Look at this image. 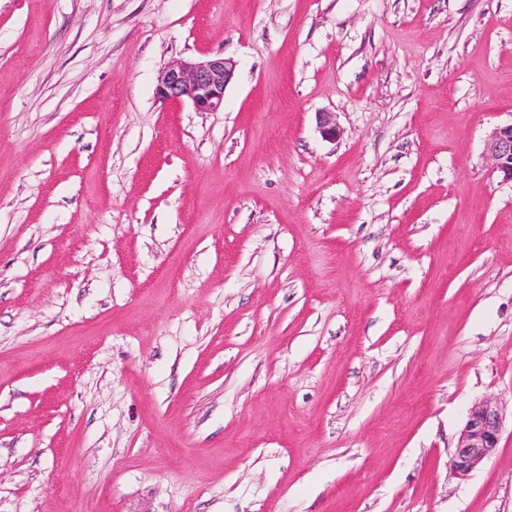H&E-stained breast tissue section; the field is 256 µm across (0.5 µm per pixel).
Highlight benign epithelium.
<instances>
[{
  "instance_id": "1",
  "label": "benign epithelium",
  "mask_w": 512,
  "mask_h": 512,
  "mask_svg": "<svg viewBox=\"0 0 512 512\" xmlns=\"http://www.w3.org/2000/svg\"><path fill=\"white\" fill-rule=\"evenodd\" d=\"M234 74L233 64L221 57L182 59L165 66L159 73L157 98L163 102L189 101L198 112H217L224 106V93ZM320 134L336 138L331 113L317 118ZM493 171L512 182V123L496 128L486 143ZM505 416L497 403L479 402L469 410L452 456L453 469L465 476L489 459L498 448Z\"/></svg>"
}]
</instances>
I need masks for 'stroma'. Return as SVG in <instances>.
I'll return each instance as SVG.
<instances>
[{
	"mask_svg": "<svg viewBox=\"0 0 512 512\" xmlns=\"http://www.w3.org/2000/svg\"><path fill=\"white\" fill-rule=\"evenodd\" d=\"M511 122L512 0H0V512H512ZM234 74L224 56L182 59L159 73L156 95L163 102L188 100L196 111L217 112L224 106V93ZM486 153L492 162L493 172L503 181L512 182V122L497 127L486 143ZM504 422L502 407L496 402L483 401L472 406L452 456L456 473L468 475L495 453Z\"/></svg>",
	"mask_w": 512,
	"mask_h": 512,
	"instance_id": "1",
	"label": "stroma"
}]
</instances>
